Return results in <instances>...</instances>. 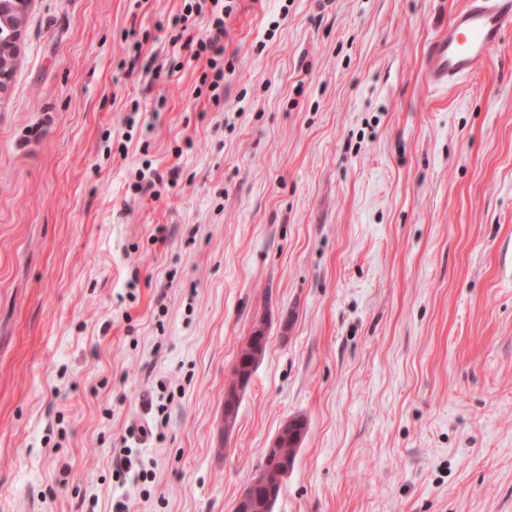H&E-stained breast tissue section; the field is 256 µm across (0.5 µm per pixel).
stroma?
<instances>
[{"mask_svg":"<svg viewBox=\"0 0 512 512\" xmlns=\"http://www.w3.org/2000/svg\"><path fill=\"white\" fill-rule=\"evenodd\" d=\"M464 3L236 0L215 104L157 28L182 0H32L0 99V512H234L292 417L273 512H512V34L436 86ZM146 167L179 177L134 192ZM250 337L252 340L253 332ZM251 340L247 341L246 345L241 348L238 356L239 363L234 369V374L241 371L245 376L252 377L259 362L264 357L266 348L256 349ZM247 379L243 376H235L232 383H230L224 392V413L222 415V427L224 429L225 437H229L236 429L237 422L235 421V411L238 409L239 401L241 400L242 392L247 387ZM228 401L229 404L225 405Z\"/></svg>","mask_w":512,"mask_h":512,"instance_id":"stroma-1","label":"stroma"}]
</instances>
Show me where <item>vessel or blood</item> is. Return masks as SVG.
I'll return each instance as SVG.
<instances>
[{
  "label": "vessel or blood",
  "mask_w": 512,
  "mask_h": 512,
  "mask_svg": "<svg viewBox=\"0 0 512 512\" xmlns=\"http://www.w3.org/2000/svg\"><path fill=\"white\" fill-rule=\"evenodd\" d=\"M512 31V0H467L428 49L435 85L444 86L485 67L493 48Z\"/></svg>",
  "instance_id": "1"
}]
</instances>
